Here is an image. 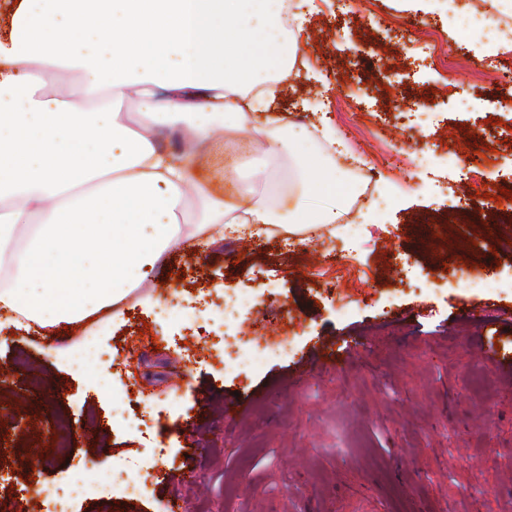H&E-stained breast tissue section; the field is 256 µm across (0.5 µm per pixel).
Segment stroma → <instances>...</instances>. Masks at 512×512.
<instances>
[{"instance_id":"stroma-1","label":"stroma","mask_w":512,"mask_h":512,"mask_svg":"<svg viewBox=\"0 0 512 512\" xmlns=\"http://www.w3.org/2000/svg\"><path fill=\"white\" fill-rule=\"evenodd\" d=\"M415 23L430 56L403 38ZM288 27L301 31L297 73L280 82L278 116L307 129L343 180L349 156L375 167L369 194H340L335 228H308L299 248L275 229L172 250L143 285L160 309L123 305L97 340L109 388L61 367L59 345L92 324L54 328L50 343L37 326L0 325V499L14 512H53L45 485L75 468L103 474L117 457L143 489L93 492L71 512H159L175 498L184 512H512V389L477 360L482 346L512 354V254L497 253L512 206L487 209L461 178L473 160L491 192L512 190V105L478 76L512 54L489 57L446 0H313ZM415 111L428 120L408 123ZM325 127L348 158L328 151ZM403 149L426 163L388 168ZM323 241L336 260L320 256ZM452 251L491 288H463ZM336 281L343 314L327 290ZM228 288L245 301L229 322ZM482 309L507 319L468 326ZM227 334L291 345L231 369L218 360ZM322 339L340 367L320 360ZM236 394L249 413L229 421Z\"/></svg>"}]
</instances>
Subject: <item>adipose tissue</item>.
<instances>
[{"instance_id": "1", "label": "adipose tissue", "mask_w": 512, "mask_h": 512, "mask_svg": "<svg viewBox=\"0 0 512 512\" xmlns=\"http://www.w3.org/2000/svg\"><path fill=\"white\" fill-rule=\"evenodd\" d=\"M284 0H18L0 36V311L72 325L111 311L175 246L302 233L339 219L336 175L271 113L296 36ZM77 73L74 83L63 74ZM135 101V112L123 109ZM177 128L186 150L158 148ZM250 131L274 162L268 201L225 202V136ZM300 200L289 207V189ZM193 201L194 223L182 220Z\"/></svg>"}]
</instances>
